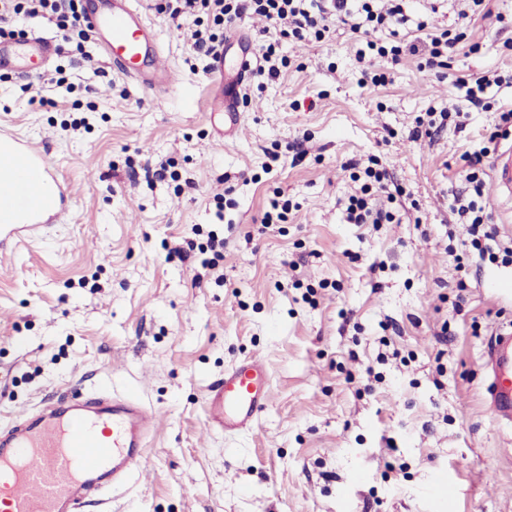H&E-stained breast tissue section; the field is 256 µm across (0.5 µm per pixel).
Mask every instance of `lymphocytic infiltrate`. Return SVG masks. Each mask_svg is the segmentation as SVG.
Wrapping results in <instances>:
<instances>
[{
    "label": "lymphocytic infiltrate",
    "mask_w": 512,
    "mask_h": 512,
    "mask_svg": "<svg viewBox=\"0 0 512 512\" xmlns=\"http://www.w3.org/2000/svg\"><path fill=\"white\" fill-rule=\"evenodd\" d=\"M160 11L173 23L192 21L190 34L197 56L207 57L224 44V33L237 19L257 15L268 23V37L259 47L258 76L276 80L287 59L279 47L288 41L299 45L321 40L332 26L342 24L365 41L370 56L398 62L401 56L423 55L429 69H444L454 52L458 35L444 29L428 33L426 41L404 42L399 30L409 17L403 0H390L380 6L379 0H160ZM21 18H42L51 25L54 34L69 45L74 54L89 57L90 33L80 20L78 0H0V37L9 35L14 22ZM388 31L390 41H381L379 31ZM468 171L466 188L455 196L452 211L462 223L468 224L470 245L480 257L490 261L512 262V245L496 244V230L490 229L488 203L484 198L483 158L466 157ZM361 195L351 196L346 207L347 220L352 224H380L390 220V213L373 210L367 192L386 190V170L366 166Z\"/></svg>",
    "instance_id": "1"
}]
</instances>
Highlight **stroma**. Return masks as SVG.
<instances>
[{"instance_id":"stroma-1","label":"stroma","mask_w":512,"mask_h":512,"mask_svg":"<svg viewBox=\"0 0 512 512\" xmlns=\"http://www.w3.org/2000/svg\"><path fill=\"white\" fill-rule=\"evenodd\" d=\"M142 0L173 85L155 102L102 54L52 58L36 96L0 72V130L29 141L67 182L44 233L0 250V421L102 380L152 416L146 466L82 512H512V429L485 401L484 353L512 322V264L468 248L451 211L466 155L489 143L512 87L411 139L417 116L461 102L458 81L512 76V0L462 23L439 75L418 56L376 60L361 83L356 37L282 43L274 82L247 79V121L214 143L215 89L192 23ZM418 21L457 23L462 0H406ZM64 70L73 91L51 84ZM298 151H291V144ZM376 158L394 222L351 224L350 162ZM167 162L156 177L159 162ZM286 221L263 228L272 198ZM224 239L205 269L175 255ZM260 356L269 405L248 432L213 430L208 385ZM442 481L448 493L433 496Z\"/></svg>"}]
</instances>
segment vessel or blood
Returning a JSON list of instances; mask_svg holds the SVG:
<instances>
[{
	"instance_id": "b4317fda",
	"label": "vessel or blood",
	"mask_w": 512,
	"mask_h": 512,
	"mask_svg": "<svg viewBox=\"0 0 512 512\" xmlns=\"http://www.w3.org/2000/svg\"><path fill=\"white\" fill-rule=\"evenodd\" d=\"M83 21L103 36L100 47L113 69L144 93L168 89L171 75L156 29L138 0H112V9L88 5ZM56 38L34 34L0 41V71L29 78L39 62L55 56ZM252 43L234 63L225 53L208 71L219 93L211 103L213 135L231 136L245 122L237 106L239 75L249 67ZM492 179L498 192L512 196V144L497 150ZM70 197L64 180L45 157L23 139L0 133V245L24 234L39 235L46 219L61 213ZM487 404L494 419L512 424V332H496L486 352ZM270 377L262 361L248 357L211 384L205 396L208 421L235 435L251 429L268 407ZM150 418L139 400L117 396L102 383L86 394L30 413L0 429V512H80L84 501L130 477L145 461Z\"/></svg>"
}]
</instances>
